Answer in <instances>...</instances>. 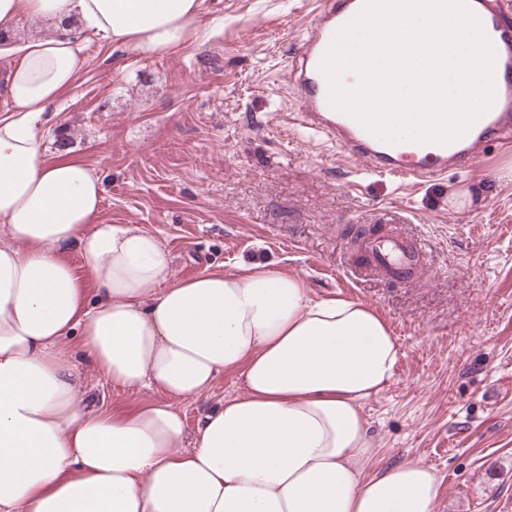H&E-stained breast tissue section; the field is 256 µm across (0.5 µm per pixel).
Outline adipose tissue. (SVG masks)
<instances>
[{"label": "adipose tissue", "instance_id": "ef3b65f1", "mask_svg": "<svg viewBox=\"0 0 512 512\" xmlns=\"http://www.w3.org/2000/svg\"><path fill=\"white\" fill-rule=\"evenodd\" d=\"M201 4L0 0L2 35L59 25L0 53V512H437L435 468L372 466L363 403L400 355L375 310L260 265L172 280L154 234L100 223L94 169L46 160L41 125L85 64L81 32L151 58L184 43ZM75 334L106 382L166 402L85 410ZM230 369L243 393L188 435L174 401ZM55 27L47 20L26 19L16 30L14 43L21 44L34 37H47L53 34Z\"/></svg>", "mask_w": 512, "mask_h": 512}]
</instances>
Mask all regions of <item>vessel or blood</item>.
Returning a JSON list of instances; mask_svg holds the SVG:
<instances>
[{"label": "vessel or blood", "instance_id": "obj_1", "mask_svg": "<svg viewBox=\"0 0 512 512\" xmlns=\"http://www.w3.org/2000/svg\"><path fill=\"white\" fill-rule=\"evenodd\" d=\"M495 51V99L460 139L446 144L385 142L328 101V84L319 65L335 33L362 10L364 0H322L308 25L301 48L291 64L300 103V125L323 136L369 172L402 179L431 180L452 169L479 166L491 141L512 139V25L503 17L502 0H469ZM361 252L388 278L409 281L418 271L419 254L401 238L379 236L364 240Z\"/></svg>", "mask_w": 512, "mask_h": 512}]
</instances>
